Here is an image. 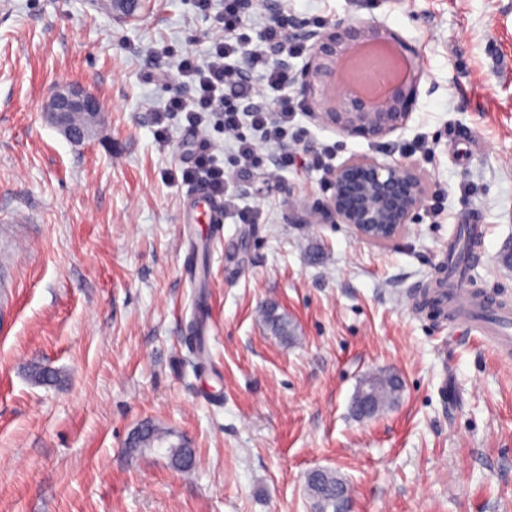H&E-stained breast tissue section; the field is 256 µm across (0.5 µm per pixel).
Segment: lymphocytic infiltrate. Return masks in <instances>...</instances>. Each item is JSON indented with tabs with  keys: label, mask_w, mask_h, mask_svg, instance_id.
Listing matches in <instances>:
<instances>
[{
	"label": "lymphocytic infiltrate",
	"mask_w": 512,
	"mask_h": 512,
	"mask_svg": "<svg viewBox=\"0 0 512 512\" xmlns=\"http://www.w3.org/2000/svg\"><path fill=\"white\" fill-rule=\"evenodd\" d=\"M194 7L200 14H214L218 32L210 38L204 55L191 51L180 55L175 79L191 93H173L163 109L156 111L157 139L166 141L168 122L175 114H184L195 130L217 114L225 134L234 138L232 156L239 179L246 181L262 173L268 152L277 169L293 166L295 156L288 142L301 140L303 132L295 118L308 106L290 94L293 74L281 61L303 56L308 45L289 34L285 19L262 18L255 0H223L218 11L213 0H194ZM245 127L250 136H242ZM189 156L180 169L184 183L204 185L212 195L223 198L225 209L241 222L259 220L257 210L237 206L209 139L195 138Z\"/></svg>",
	"instance_id": "1"
}]
</instances>
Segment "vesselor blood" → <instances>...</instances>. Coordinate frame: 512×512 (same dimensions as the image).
<instances>
[{
	"label": "vessel or blood",
	"instance_id": "b4317fda",
	"mask_svg": "<svg viewBox=\"0 0 512 512\" xmlns=\"http://www.w3.org/2000/svg\"><path fill=\"white\" fill-rule=\"evenodd\" d=\"M193 195L198 209L197 215L188 216V223H196L198 215H205L207 223L223 222L224 213L217 198L202 187H195ZM464 261L458 245H449L440 258L441 266L447 267L449 275L455 276ZM429 304L440 311L454 314L457 329L478 333L502 355L512 354V306L501 303L469 288L457 280L453 287L441 288L428 294Z\"/></svg>",
	"mask_w": 512,
	"mask_h": 512
}]
</instances>
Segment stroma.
Masks as SVG:
<instances>
[{
    "label": "stroma",
    "mask_w": 512,
    "mask_h": 512,
    "mask_svg": "<svg viewBox=\"0 0 512 512\" xmlns=\"http://www.w3.org/2000/svg\"><path fill=\"white\" fill-rule=\"evenodd\" d=\"M290 14L384 22L415 44L421 93L407 128L378 143L317 114L296 121L306 156L334 147L403 161L426 200L392 242L361 240L327 212V173L296 165L235 179L231 141L206 128L239 206L209 250L206 290L185 278L195 133L154 111L178 53L204 54L214 21L193 0H146L118 21L91 0H0V512H314L305 478L340 474L352 512H512V357L422 305L452 233L477 225L471 286L512 300V0H291ZM95 91L105 117L75 145L43 118L57 85ZM296 328L282 342L259 311ZM206 310V339L190 324ZM39 364L59 374L39 385ZM396 405L356 419L374 372ZM196 448L174 470L129 454L145 422ZM367 378L364 389L356 392L353 399L354 405L351 406L353 415L359 419L374 418L395 405L400 399L402 390L401 382L396 374L380 372L369 375ZM364 395L369 397L368 413H364L361 409Z\"/></svg>",
    "instance_id": "1"
}]
</instances>
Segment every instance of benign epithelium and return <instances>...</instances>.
I'll return each mask as SVG.
<instances>
[{
  "label": "benign epithelium",
  "mask_w": 512,
  "mask_h": 512,
  "mask_svg": "<svg viewBox=\"0 0 512 512\" xmlns=\"http://www.w3.org/2000/svg\"><path fill=\"white\" fill-rule=\"evenodd\" d=\"M310 42L306 65L296 73L304 95L321 119L339 133L370 142L381 141L406 129L416 104L422 70L419 51L401 34L379 21L339 18L326 31H300ZM390 45L407 63L405 76L388 86L383 97L372 100L343 86L340 71L355 49ZM47 116L71 143L84 142L91 127L78 116L99 119L102 104L91 90L77 84L59 88L46 106ZM329 210L341 224H349L359 238L389 242L413 223L425 201L426 189L415 166L362 157L334 169Z\"/></svg>",
  "instance_id": "benign-epithelium-1"
}]
</instances>
